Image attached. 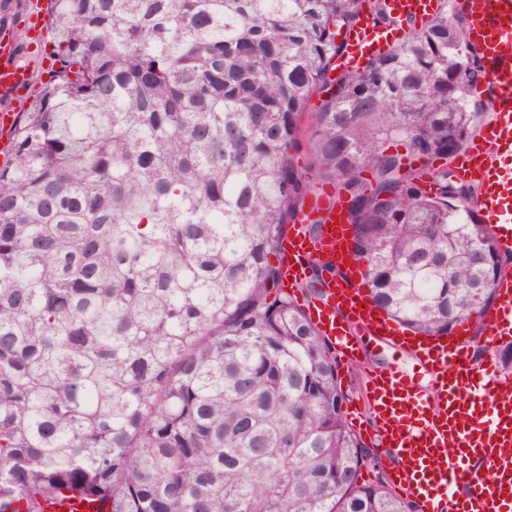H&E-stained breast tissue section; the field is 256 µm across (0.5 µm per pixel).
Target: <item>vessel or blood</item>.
I'll return each instance as SVG.
<instances>
[{"label":"vessel or blood","instance_id":"obj_1","mask_svg":"<svg viewBox=\"0 0 512 512\" xmlns=\"http://www.w3.org/2000/svg\"><path fill=\"white\" fill-rule=\"evenodd\" d=\"M397 15L424 18L435 0H388ZM472 42L486 66L485 86L493 90L492 118L460 156L463 176L484 186L478 206L493 223L500 249L512 256V0H465ZM395 30L366 22L351 33L339 66L349 69L397 41ZM32 83L14 45H0V160L10 153L19 112ZM333 190L310 196L283 244L281 271L289 286L306 276L303 256L313 245L349 265L344 204ZM319 224L311 239L310 224ZM306 312L337 353L355 361L364 343L382 336L414 355L411 369L369 370L365 404L370 420L352 409L354 426L365 428L394 460L393 489L415 499L421 512H512V377L502 374L493 355L475 360L467 336L428 339L407 336L358 287L344 280L324 299L306 302ZM481 321L490 346L512 343V276L499 283L494 305Z\"/></svg>","mask_w":512,"mask_h":512}]
</instances>
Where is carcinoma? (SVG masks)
I'll return each instance as SVG.
<instances>
[{"label":"carcinoma","instance_id":"cac0c4a2","mask_svg":"<svg viewBox=\"0 0 512 512\" xmlns=\"http://www.w3.org/2000/svg\"><path fill=\"white\" fill-rule=\"evenodd\" d=\"M47 11L57 68L0 164V512L65 494L111 512H420L381 474L359 482L355 368L270 256L333 184L375 307L424 336L484 333L507 261L445 164L487 106L463 12L439 0L332 78L361 17L400 26L385 0ZM338 277L314 262L298 290Z\"/></svg>","mask_w":512,"mask_h":512}]
</instances>
